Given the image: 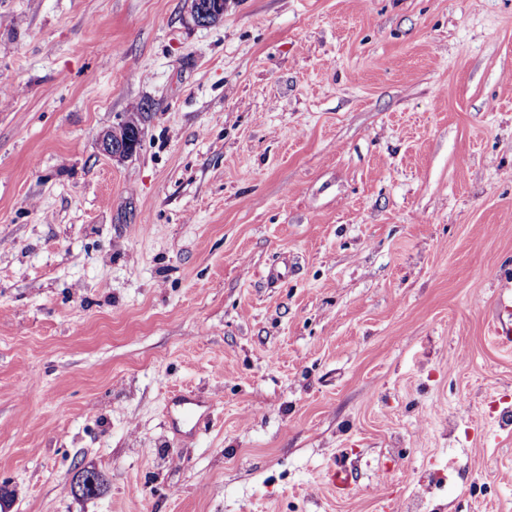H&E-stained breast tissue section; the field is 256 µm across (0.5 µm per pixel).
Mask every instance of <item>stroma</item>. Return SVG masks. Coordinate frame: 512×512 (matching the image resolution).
I'll list each match as a JSON object with an SVG mask.
<instances>
[{
  "label": "stroma",
  "mask_w": 512,
  "mask_h": 512,
  "mask_svg": "<svg viewBox=\"0 0 512 512\" xmlns=\"http://www.w3.org/2000/svg\"><path fill=\"white\" fill-rule=\"evenodd\" d=\"M189 9L0 0L1 512H512V0ZM130 136V132L124 129L122 125L107 130L100 136V149L103 153L112 157L128 156L132 152Z\"/></svg>",
  "instance_id": "obj_1"
}]
</instances>
